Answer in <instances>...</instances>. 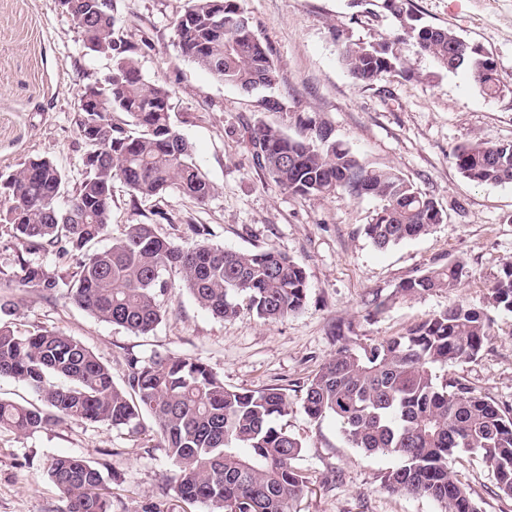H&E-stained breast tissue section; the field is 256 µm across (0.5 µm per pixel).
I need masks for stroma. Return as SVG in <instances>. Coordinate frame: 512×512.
<instances>
[{
    "label": "stroma",
    "mask_w": 512,
    "mask_h": 512,
    "mask_svg": "<svg viewBox=\"0 0 512 512\" xmlns=\"http://www.w3.org/2000/svg\"><path fill=\"white\" fill-rule=\"evenodd\" d=\"M186 0H116L115 35L136 52L143 79L173 89L172 120L193 149L215 192L206 206L170 193L133 197L112 185V236L126 225L150 224L190 247L191 227L207 225L212 244L232 251L265 247L303 265L308 280L304 308L264 323L241 312L220 321L201 308L172 275L164 296V321L136 335L98 320L62 294L24 295L17 310L0 313L16 335L57 328L82 341L125 386L129 358L157 354L191 357L209 365L232 389L284 388L287 415L278 421L302 440L295 465L308 479L297 512H441L430 499L392 496L381 488L393 458L363 456L335 419L311 420L303 409L308 378L336 348L337 332L361 341L381 340L455 302L480 303L492 276L512 260V183L477 185L459 173L451 154L475 138L512 141V0H411L423 22L454 29L497 63L504 94L480 91L464 71L441 70L407 47L412 76L384 74L355 82L343 65L334 32L370 42L396 22L353 0H244L258 35L279 67L284 112H267L261 95L243 96L188 61L174 45L173 21ZM109 58L91 54L59 0H0V171L28 158H52L69 181L79 179L85 148L73 122L80 90L103 80ZM310 112L331 124L336 136L364 163L390 167L433 197L447 215L423 237L376 248L363 227L379 202L336 193L308 199L283 191L251 158L236 130L264 121L297 130L291 112ZM458 259L467 275L455 292L397 297L405 279ZM492 334L479 356L449 367V376L512 412V313L491 311ZM154 431L55 421L17 435L0 432V512H65L66 503L47 481L44 467L58 455L107 462L113 474L112 512H141L148 503L165 512H209L178 499L170 488L174 466ZM455 467L470 484L481 512H512L495 494L492 471L475 455Z\"/></svg>",
    "instance_id": "35a3bbf8"
}]
</instances>
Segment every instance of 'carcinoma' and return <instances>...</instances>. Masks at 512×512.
Instances as JSON below:
<instances>
[{"instance_id":"obj_1","label":"carcinoma","mask_w":512,"mask_h":512,"mask_svg":"<svg viewBox=\"0 0 512 512\" xmlns=\"http://www.w3.org/2000/svg\"><path fill=\"white\" fill-rule=\"evenodd\" d=\"M70 15L84 46L112 60L101 82L84 87L73 121L84 146V171L74 185L47 157H31L0 172V221L20 245L11 299L0 312L16 310L22 296L64 291L98 320L148 334L164 319L163 297L179 271L184 288L213 317L246 310L263 322L300 312L308 281L304 267L272 247L231 251L203 239L184 248L157 235L152 224H129L103 249L93 245L112 225V184L120 180L136 196L176 192L198 205L214 189L194 162L187 140L171 122V90L143 80L132 50L115 40L113 10L97 0H72ZM398 22L390 35L350 42L336 34L351 76L370 83L380 74L409 72L404 46L414 43L446 71L465 69L487 95L498 77L486 73V57L452 29L427 24L409 0H379ZM181 55L244 95L272 90L278 69L268 44L254 29L243 0H188L174 22ZM122 113L130 121L119 120ZM299 136L263 122L245 124L243 138L255 164L282 189L324 199L344 192L380 201L364 234L379 249L428 234L447 216L434 199L391 168L362 163L336 139L320 116L294 113ZM452 162L478 185L512 183V143L476 139L457 146ZM53 251L76 260L61 274L23 254ZM467 271L461 260L433 266L398 285L412 298L457 289ZM512 313V261L487 288L483 303H454L396 336L371 342L339 337L336 350L307 380L303 408L313 420L331 416L353 448L397 460L382 477L391 494L428 497L443 512H480L474 492L455 469L463 453L479 456L495 476L497 496L512 499V414L456 378L448 366L473 361L491 335L488 309ZM0 377L39 393L46 408L0 399V431L29 434L53 420L70 419L143 431L152 418L175 467L172 489L182 500L212 512H295L307 478L294 465L301 439L277 424L288 413L284 389H231L205 363L156 355L128 363L127 387L112 381L108 367L84 344L55 329L17 336L0 324ZM107 464L57 456L48 479L66 499V512H110Z\"/></svg>"}]
</instances>
